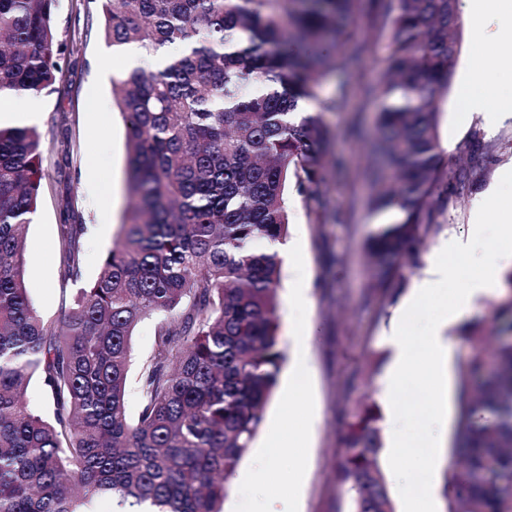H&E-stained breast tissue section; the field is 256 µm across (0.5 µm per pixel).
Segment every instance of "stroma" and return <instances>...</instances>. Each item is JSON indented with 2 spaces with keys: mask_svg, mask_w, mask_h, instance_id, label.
Masks as SVG:
<instances>
[{
  "mask_svg": "<svg viewBox=\"0 0 512 512\" xmlns=\"http://www.w3.org/2000/svg\"><path fill=\"white\" fill-rule=\"evenodd\" d=\"M100 22L96 0H58L56 4L58 40L64 49L63 77L59 92L44 96L43 114L36 123L47 145L45 178L26 239L28 293L49 319L57 318L61 308L59 226L64 203H71L73 213L90 226L84 246L88 280L96 275L101 255L111 248L127 206L126 130L112 98V81L122 75L121 59L101 37ZM354 22L359 38L373 41L374 46L354 66L329 73L313 105L333 134L332 155L343 167L331 175L323 214L309 212L296 194L288 196L289 253L281 270L278 312L281 345L289 360L299 347L307 348L313 368L312 394L306 400L292 399L285 383H278L255 441L256 447H263L276 430L307 414L316 415L305 450L307 479L296 491L303 512H347L348 500L336 487L346 423L357 401L377 399L382 371L375 360L383 352L378 336L426 268L421 261L406 270L400 289L386 295L368 286L365 246L376 226L367 208L370 185L363 172L367 141L375 133L381 107L375 89L386 71V50L373 25L370 0H358ZM454 100L450 94L439 104V134L447 147L449 167H457L477 146L489 159L476 169L471 193L449 200L447 221L430 230L425 257L436 253L449 238L470 235L476 202L499 186L501 169L512 164V124L487 132L477 116L458 111ZM66 138L74 149L68 159L57 147ZM92 154L111 171L108 187H101L87 170ZM104 191L112 200L105 213L98 208ZM155 326V320H144L132 337L127 387L132 417L139 409L137 379L152 350Z\"/></svg>",
  "mask_w": 512,
  "mask_h": 512,
  "instance_id": "obj_1",
  "label": "stroma"
}]
</instances>
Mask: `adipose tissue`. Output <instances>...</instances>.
<instances>
[{"label": "adipose tissue", "instance_id": "adipose-tissue-1", "mask_svg": "<svg viewBox=\"0 0 512 512\" xmlns=\"http://www.w3.org/2000/svg\"><path fill=\"white\" fill-rule=\"evenodd\" d=\"M490 21L512 34V0H467L465 22L472 31H481ZM456 94L462 111L480 116L488 128L512 121V95L503 93L492 61L485 54H478L459 73ZM474 251L479 254V273L469 280L465 288L455 293L452 301L437 300L436 287L447 281L450 259ZM507 263H512V225L502 224L493 238L482 243L473 236L443 243L429 261L424 277L414 283L404 302L405 308H412L432 298L436 299L437 308L423 337L422 353H414L402 323H393L382 337L392 352L380 388V396L389 416V459L406 457L408 448L413 445L403 428L399 400L406 381L421 374L436 380L440 386H447L454 366L455 350L453 341L446 334L448 324L470 313L479 299L498 292L499 272L502 265ZM292 446V437L285 436L272 446L257 450L252 465L239 477V484L260 488L281 482H301L304 478L303 468L286 472L275 470L270 464L272 458L289 454ZM434 467L433 456L422 455L414 459L411 468L399 473L398 488L406 504L405 512H436L432 481Z\"/></svg>", "mask_w": 512, "mask_h": 512}]
</instances>
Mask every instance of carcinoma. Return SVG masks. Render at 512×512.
I'll return each mask as SVG.
<instances>
[{
	"label": "carcinoma",
	"instance_id": "obj_1",
	"mask_svg": "<svg viewBox=\"0 0 512 512\" xmlns=\"http://www.w3.org/2000/svg\"><path fill=\"white\" fill-rule=\"evenodd\" d=\"M105 41L163 66L112 81L131 198L112 248L83 281L88 225L59 227L62 319L35 307L25 240L46 151L33 126L0 124V512H80L97 498L154 512H223L277 386L281 260L253 247L288 235V191H330L332 134L299 103L368 51L354 0H99ZM388 68L369 154V206L399 219L366 245L375 288L416 263L475 166L448 171L439 102L454 64L458 0H372ZM56 0H0V98L56 91ZM75 293L68 295V287ZM157 320L130 419L136 326ZM42 411L31 405L32 379ZM446 512H512V319L459 364ZM373 401L347 425L336 487L349 512H396Z\"/></svg>",
	"mask_w": 512,
	"mask_h": 512
}]
</instances>
